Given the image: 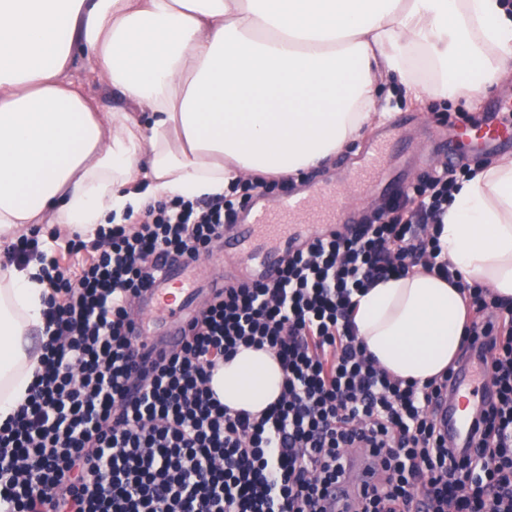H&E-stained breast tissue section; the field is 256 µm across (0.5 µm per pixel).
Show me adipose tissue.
<instances>
[{"label": "adipose tissue", "mask_w": 512, "mask_h": 512, "mask_svg": "<svg viewBox=\"0 0 512 512\" xmlns=\"http://www.w3.org/2000/svg\"><path fill=\"white\" fill-rule=\"evenodd\" d=\"M86 50L87 81L123 107L102 110L72 77ZM511 67L504 0H0V244L36 224L91 241L160 201L291 182L382 120L383 85L471 103ZM440 245L512 301V161L462 181ZM40 269L0 265V424L44 352ZM466 322L458 288L425 272L368 288L355 315L379 365L420 383L447 370ZM212 387L258 415L283 371L243 347Z\"/></svg>", "instance_id": "1"}]
</instances>
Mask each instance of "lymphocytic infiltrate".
I'll return each mask as SVG.
<instances>
[{"instance_id": "1", "label": "lymphocytic infiltrate", "mask_w": 512, "mask_h": 512, "mask_svg": "<svg viewBox=\"0 0 512 512\" xmlns=\"http://www.w3.org/2000/svg\"><path fill=\"white\" fill-rule=\"evenodd\" d=\"M468 167L441 165L351 229L288 252L278 278L214 289L183 346L143 366L130 304L161 275L165 254L195 261L271 184L236 198L180 197L133 224L69 239L78 275L22 237L7 261H39L48 288L43 367L0 425V512H330L353 449L378 476L352 512H512V304L466 281L442 257L438 224ZM424 271L459 288L474 317L440 377L407 382L381 369L355 326V294ZM242 346L268 347L280 398L260 415L231 411L210 383ZM491 359L497 400L476 411L464 443L437 414L450 380Z\"/></svg>"}]
</instances>
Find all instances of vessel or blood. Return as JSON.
Segmentation results:
<instances>
[{
  "label": "vessel or blood",
  "instance_id": "1",
  "mask_svg": "<svg viewBox=\"0 0 512 512\" xmlns=\"http://www.w3.org/2000/svg\"><path fill=\"white\" fill-rule=\"evenodd\" d=\"M451 143L455 153L490 152L494 153L512 147V123L493 120L479 127H462L453 130ZM401 144L398 128H389L363 154L357 167L350 173L346 185L330 188L328 194L335 201L333 207L318 210L314 207L313 197H287L275 206L253 205L240 217V222L226 232L223 240L225 251L236 252L251 267L254 277L277 278L282 258L278 252H261L255 239L261 235H274L297 246L315 233L322 224H348L347 206L344 202L349 189L372 187L391 197L401 194L400 186L395 185L385 164L390 154ZM190 264L186 261L166 263L164 274L155 285L146 290L141 298L142 309L148 311L164 310L165 318L156 323L154 333L143 334L144 345L141 349L148 358H156L164 352L178 350L184 340V329L190 318L186 307L195 294L194 285L187 277ZM475 374L470 370L461 371L454 382L455 404L444 405L439 413L448 420L450 429L459 435L469 433L473 419L471 415L459 414L457 402L469 400ZM354 468L357 481L330 486L327 499L330 504L347 512L350 504L358 497L361 485L375 482L376 476L370 468L367 458L356 455Z\"/></svg>",
  "mask_w": 512,
  "mask_h": 512
}]
</instances>
